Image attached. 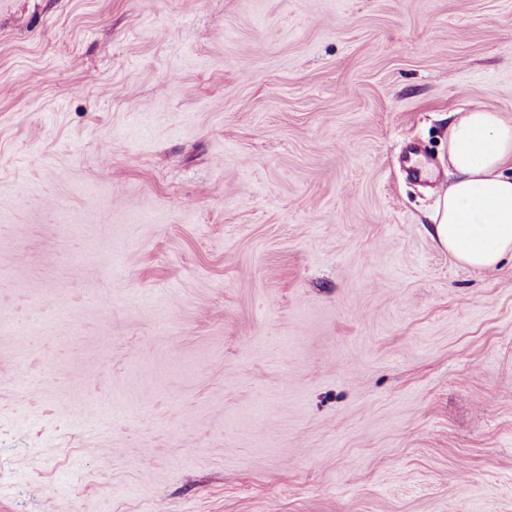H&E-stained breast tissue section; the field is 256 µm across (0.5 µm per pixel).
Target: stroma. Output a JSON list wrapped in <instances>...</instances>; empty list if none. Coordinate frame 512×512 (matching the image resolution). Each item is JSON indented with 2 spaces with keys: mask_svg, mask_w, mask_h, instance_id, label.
Wrapping results in <instances>:
<instances>
[{
  "mask_svg": "<svg viewBox=\"0 0 512 512\" xmlns=\"http://www.w3.org/2000/svg\"><path fill=\"white\" fill-rule=\"evenodd\" d=\"M475 103L512 0H0V512H512ZM448 125V187L431 238L462 264L494 270L512 256V114L474 105Z\"/></svg>",
  "mask_w": 512,
  "mask_h": 512,
  "instance_id": "35a3bbf8",
  "label": "stroma"
}]
</instances>
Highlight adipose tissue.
Instances as JSON below:
<instances>
[{
	"label": "adipose tissue",
	"mask_w": 512,
	"mask_h": 512,
	"mask_svg": "<svg viewBox=\"0 0 512 512\" xmlns=\"http://www.w3.org/2000/svg\"><path fill=\"white\" fill-rule=\"evenodd\" d=\"M430 236L462 264L496 269L512 255V114L475 105L448 125V185Z\"/></svg>",
	"instance_id": "adipose-tissue-1"
}]
</instances>
